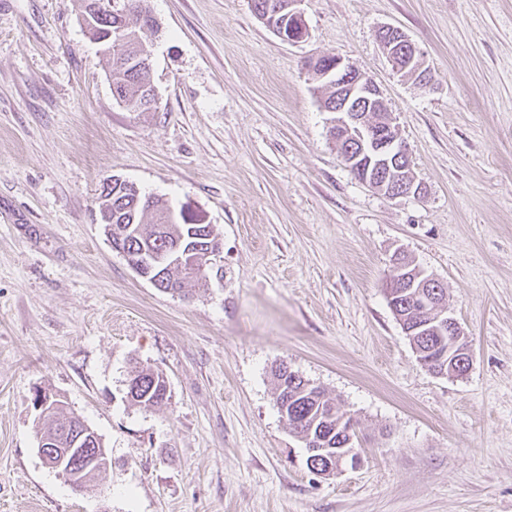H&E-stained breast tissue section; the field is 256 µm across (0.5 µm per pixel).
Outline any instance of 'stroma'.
Segmentation results:
<instances>
[{
    "label": "stroma",
    "mask_w": 512,
    "mask_h": 512,
    "mask_svg": "<svg viewBox=\"0 0 512 512\" xmlns=\"http://www.w3.org/2000/svg\"><path fill=\"white\" fill-rule=\"evenodd\" d=\"M148 112L112 96L82 0H0V512H512V0H304L290 44L251 0H148ZM404 30L433 88L376 31ZM379 84L423 197L359 182L307 70ZM121 178L210 224L222 275L155 288L95 221ZM447 290L461 377L423 368L390 309L392 255ZM294 371L355 421L362 463L307 466L275 406ZM168 399L132 405L137 366ZM110 460L84 490L37 451L36 393ZM385 33L390 35V39H382V34ZM378 37L397 74L405 79H413L421 85H427L426 87L431 85L430 70L426 66L422 52L403 30L387 26L379 31Z\"/></svg>",
    "instance_id": "35a3bbf8"
}]
</instances>
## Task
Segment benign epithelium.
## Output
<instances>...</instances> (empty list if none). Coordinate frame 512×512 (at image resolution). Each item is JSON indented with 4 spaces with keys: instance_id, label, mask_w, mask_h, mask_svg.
Here are the masks:
<instances>
[{
    "instance_id": "benign-epithelium-1",
    "label": "benign epithelium",
    "mask_w": 512,
    "mask_h": 512,
    "mask_svg": "<svg viewBox=\"0 0 512 512\" xmlns=\"http://www.w3.org/2000/svg\"><path fill=\"white\" fill-rule=\"evenodd\" d=\"M301 2L303 0H288V31L277 33L284 42L299 43L307 38V23L299 8ZM385 33L390 38L381 41V45L396 73L421 85H431L430 70L410 37L392 26L379 31L381 35ZM308 67L329 89L322 100V109L336 113L330 134L355 178L389 199L423 195L422 184L400 165V159L408 157L407 146L398 143L393 117L385 107L379 85L338 55H322L309 61ZM434 284L436 280L432 277L420 281L414 296L415 306L422 312L430 309L438 312L435 322L448 331L452 347L460 334L459 324L428 294L427 288ZM38 453L49 467L65 474L77 490L85 478L108 465L101 448H55L53 441L41 439ZM348 464L358 467L361 456L353 449L336 452L335 471L343 470Z\"/></svg>"
}]
</instances>
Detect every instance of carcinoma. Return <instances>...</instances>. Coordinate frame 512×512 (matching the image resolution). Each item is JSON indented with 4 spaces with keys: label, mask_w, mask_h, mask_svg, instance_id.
I'll return each instance as SVG.
<instances>
[{
    "label": "carcinoma",
    "mask_w": 512,
    "mask_h": 512,
    "mask_svg": "<svg viewBox=\"0 0 512 512\" xmlns=\"http://www.w3.org/2000/svg\"><path fill=\"white\" fill-rule=\"evenodd\" d=\"M83 24L91 37L104 47L111 62L112 93H118L130 102L128 111L150 110V91L147 68L139 65L137 58L144 52L145 29H154L156 22L147 23L141 15L149 13L147 0H130L126 12L108 9L104 0H83ZM255 15L267 27L288 29V0H254ZM121 31L122 41L108 38L109 32ZM109 211L112 223L105 225L112 241L142 262V269L149 277L158 279V289L166 293H181L188 282L207 286L209 267L197 268L189 275L188 267L209 244H216L209 224H162L160 214L171 210L162 199L137 193L118 185H106L100 195L98 212ZM395 307L404 315L413 335L408 337L411 346L426 352L430 361L423 364L429 372L452 376L463 370L465 358L448 349V336L439 335L435 324L428 319H414L410 299V284H405L402 294L395 298ZM271 374L275 384V404L282 418L299 431L314 448L328 449V456L312 463V468L326 472L334 464L336 446L341 444L349 419L345 417L336 400L314 384L309 383L282 361ZM127 396L132 404L145 410L162 405L168 399V386L164 375L150 367H141L129 380ZM77 415H66L59 408H52L39 419L38 437H47L58 446L69 447L74 441L73 423Z\"/></svg>",
    "instance_id": "obj_1"
}]
</instances>
